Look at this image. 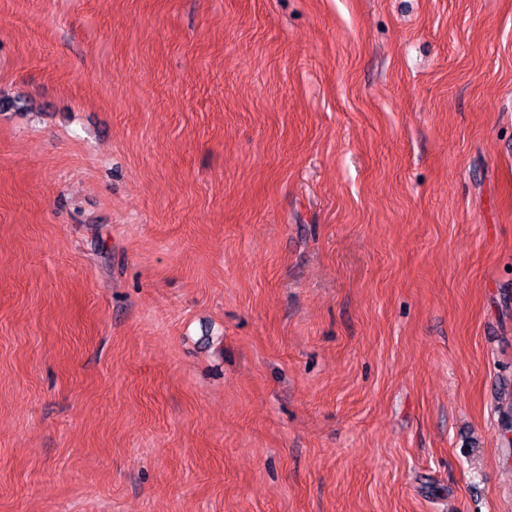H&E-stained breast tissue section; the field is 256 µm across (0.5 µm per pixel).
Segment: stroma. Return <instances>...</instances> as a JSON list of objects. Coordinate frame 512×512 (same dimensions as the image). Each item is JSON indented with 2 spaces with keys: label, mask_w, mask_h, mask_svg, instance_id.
<instances>
[{
  "label": "stroma",
  "mask_w": 512,
  "mask_h": 512,
  "mask_svg": "<svg viewBox=\"0 0 512 512\" xmlns=\"http://www.w3.org/2000/svg\"><path fill=\"white\" fill-rule=\"evenodd\" d=\"M512 0H0V512H512Z\"/></svg>",
  "instance_id": "obj_1"
}]
</instances>
